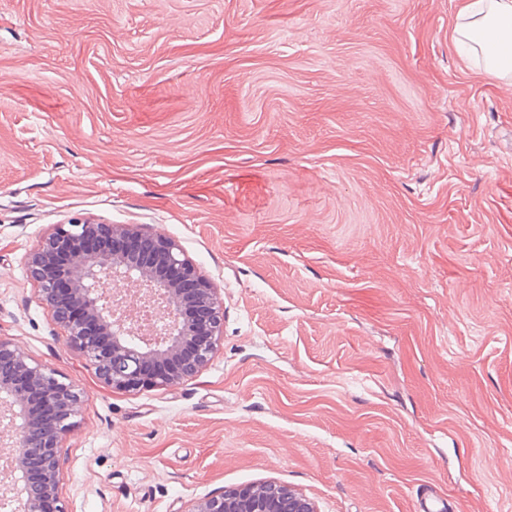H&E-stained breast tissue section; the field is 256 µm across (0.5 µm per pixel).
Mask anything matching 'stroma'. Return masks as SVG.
<instances>
[{"label": "stroma", "mask_w": 512, "mask_h": 512, "mask_svg": "<svg viewBox=\"0 0 512 512\" xmlns=\"http://www.w3.org/2000/svg\"><path fill=\"white\" fill-rule=\"evenodd\" d=\"M462 2L0 0V336L85 393L67 512H512V84ZM86 219L219 288L199 375L118 391L67 345L24 261ZM188 512H317L314 502L276 481L245 485L194 501Z\"/></svg>", "instance_id": "1"}]
</instances>
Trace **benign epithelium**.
<instances>
[{
	"mask_svg": "<svg viewBox=\"0 0 512 512\" xmlns=\"http://www.w3.org/2000/svg\"><path fill=\"white\" fill-rule=\"evenodd\" d=\"M96 239L98 247L86 249ZM134 243L126 253L117 241ZM65 259L66 264L59 263ZM25 275L67 344L114 390L165 389L197 376L224 336V299L169 237L92 221L54 224L30 252ZM139 286L150 314L136 315L123 285ZM81 390L0 337V506L65 512L58 489L63 442ZM187 512H317L306 495L276 481L207 495Z\"/></svg>",
	"mask_w": 512,
	"mask_h": 512,
	"instance_id": "obj_1",
	"label": "benign epithelium"
}]
</instances>
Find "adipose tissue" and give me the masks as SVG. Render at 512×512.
<instances>
[{"instance_id": "adipose-tissue-1", "label": "adipose tissue", "mask_w": 512, "mask_h": 512, "mask_svg": "<svg viewBox=\"0 0 512 512\" xmlns=\"http://www.w3.org/2000/svg\"><path fill=\"white\" fill-rule=\"evenodd\" d=\"M454 41L469 45L486 72L512 78V0H464Z\"/></svg>"}]
</instances>
